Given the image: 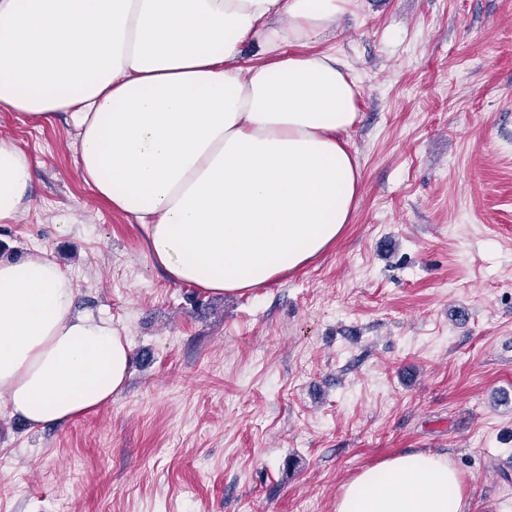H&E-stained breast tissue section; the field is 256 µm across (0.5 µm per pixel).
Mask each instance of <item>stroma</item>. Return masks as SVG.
Returning a JSON list of instances; mask_svg holds the SVG:
<instances>
[{"label":"stroma","instance_id":"1","mask_svg":"<svg viewBox=\"0 0 512 512\" xmlns=\"http://www.w3.org/2000/svg\"><path fill=\"white\" fill-rule=\"evenodd\" d=\"M324 47L360 89V195L325 253L244 296L170 282L82 181L75 130L0 111L34 166L0 255L44 252L133 354L66 426L0 407V512H333L421 450L469 512H512V0H356Z\"/></svg>","mask_w":512,"mask_h":512}]
</instances>
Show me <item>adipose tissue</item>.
<instances>
[{
    "mask_svg": "<svg viewBox=\"0 0 512 512\" xmlns=\"http://www.w3.org/2000/svg\"><path fill=\"white\" fill-rule=\"evenodd\" d=\"M354 0H0V109L65 116L93 193L140 225L172 282L244 294L323 252L362 171L342 139L358 86L321 47ZM262 62L242 64L244 43ZM33 166L0 140V224ZM44 253L0 256V406L61 426L120 394L132 349L78 310ZM447 456L414 451L343 485L334 512H468Z\"/></svg>",
    "mask_w": 512,
    "mask_h": 512,
    "instance_id": "1",
    "label": "adipose tissue"
}]
</instances>
